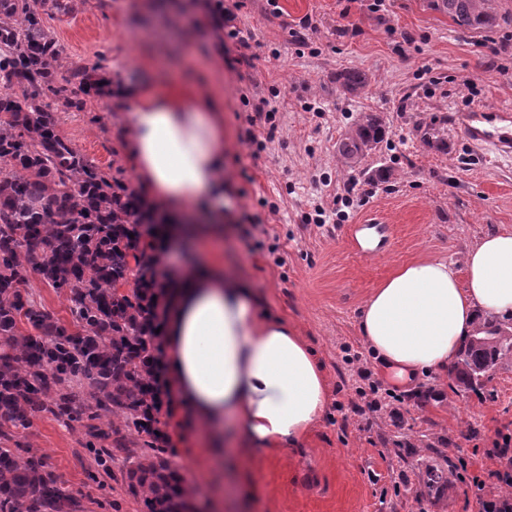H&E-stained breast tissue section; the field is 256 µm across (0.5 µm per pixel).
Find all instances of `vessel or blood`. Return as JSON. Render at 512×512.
Returning <instances> with one entry per match:
<instances>
[{"instance_id": "obj_1", "label": "vessel or blood", "mask_w": 512, "mask_h": 512, "mask_svg": "<svg viewBox=\"0 0 512 512\" xmlns=\"http://www.w3.org/2000/svg\"><path fill=\"white\" fill-rule=\"evenodd\" d=\"M472 148L488 151L498 159L512 158V109L472 106L448 115V135L442 142L445 152H455L458 140Z\"/></svg>"}]
</instances>
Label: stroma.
Masks as SVG:
<instances>
[{"label": "stroma", "instance_id": "1", "mask_svg": "<svg viewBox=\"0 0 512 512\" xmlns=\"http://www.w3.org/2000/svg\"><path fill=\"white\" fill-rule=\"evenodd\" d=\"M150 13L138 0H48L44 21L66 63L103 54L113 78L149 82L150 58L172 50L197 81L224 100L225 265L250 280L266 308L317 351L330 387L326 413L302 450L269 451L250 467L225 471L223 484L197 476L196 503L223 487V512H474L469 478L488 481L499 430L512 431V363L481 394L435 376L399 386L368 353L359 310L403 264L445 259L464 270L468 249L494 231L512 232V159L494 160L459 144L439 153L429 129L445 113L476 105L512 107V0H494L497 54H480L482 33L459 30L433 0H243L236 23L249 35L253 66L229 67L205 0H164ZM359 70L367 87L346 92L337 80ZM277 112L254 119L259 100ZM380 113L387 133L361 164L337 145L356 122ZM121 111L90 95L83 110L57 106L58 132L101 167H125ZM254 129L257 140L246 139ZM357 180L352 204L343 198ZM264 232L247 233L244 215ZM386 224L378 252L351 249V224ZM382 383L383 410L358 414L363 382ZM400 407L394 422L388 407ZM82 432L49 415L34 418L23 441L46 457L85 512H142L126 492L123 459L103 484L89 481L93 460Z\"/></svg>", "mask_w": 512, "mask_h": 512}]
</instances>
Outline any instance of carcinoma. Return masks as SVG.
Returning <instances> with one entry per match:
<instances>
[{
    "label": "carcinoma",
    "mask_w": 512,
    "mask_h": 512,
    "mask_svg": "<svg viewBox=\"0 0 512 512\" xmlns=\"http://www.w3.org/2000/svg\"><path fill=\"white\" fill-rule=\"evenodd\" d=\"M46 0H0V512H84L83 497L62 487L45 457L20 440L49 414L84 431L81 447L110 474L131 461L127 492L143 512H193L172 466V416L161 364L166 287L159 277L167 240L161 215L125 180L60 135L59 102L102 92L105 59L66 68V50L45 27ZM458 29L481 32L497 20L489 0H436ZM338 79L353 94L366 75ZM386 124L365 116L338 146L347 164L383 141ZM70 302L55 318L29 291L32 276ZM512 362V324L479 318L453 370L477 393ZM110 411L123 427L99 420Z\"/></svg>",
    "instance_id": "cac0c4a2"
}]
</instances>
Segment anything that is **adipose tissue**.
<instances>
[{
  "mask_svg": "<svg viewBox=\"0 0 512 512\" xmlns=\"http://www.w3.org/2000/svg\"><path fill=\"white\" fill-rule=\"evenodd\" d=\"M122 151L140 196L172 222L169 235L208 247L188 264L162 260L172 288L162 367L176 443L187 472L228 456L300 447L328 404L324 367L297 330L270 314L253 285L224 266V107L206 82L187 100L122 83ZM466 280L444 260L394 272L364 303L359 323L370 354L405 383L447 374L477 317L512 320V232L468 252Z\"/></svg>",
  "mask_w": 512,
  "mask_h": 512,
  "instance_id": "1",
  "label": "adipose tissue"
}]
</instances>
